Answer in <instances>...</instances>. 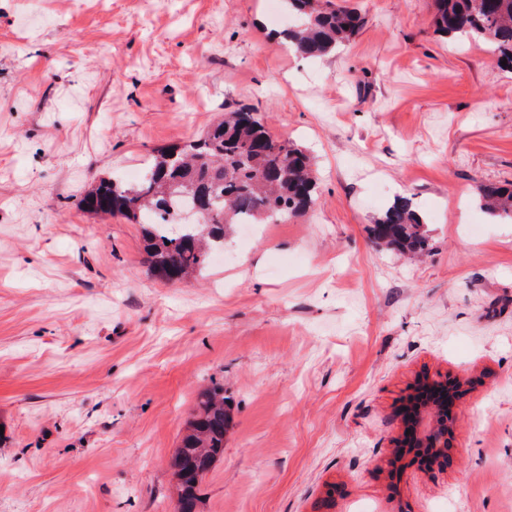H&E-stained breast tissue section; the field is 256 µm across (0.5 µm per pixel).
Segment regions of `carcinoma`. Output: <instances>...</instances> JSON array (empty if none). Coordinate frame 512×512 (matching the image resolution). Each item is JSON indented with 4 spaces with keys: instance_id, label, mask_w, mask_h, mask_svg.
I'll return each instance as SVG.
<instances>
[{
    "instance_id": "1",
    "label": "carcinoma",
    "mask_w": 512,
    "mask_h": 512,
    "mask_svg": "<svg viewBox=\"0 0 512 512\" xmlns=\"http://www.w3.org/2000/svg\"><path fill=\"white\" fill-rule=\"evenodd\" d=\"M288 17L283 36L304 59L329 55L359 31V12L348 0H281ZM433 23L442 36L460 43L481 42L512 69V0H433ZM316 181L307 153L275 138L250 110L224 113L184 146L159 148L147 159L134 186L109 178L89 191L82 206L142 225L147 259L162 279L182 280L203 270L224 248L237 224L285 222L313 204ZM196 202L202 223L174 231L183 204ZM478 204L493 218L512 220V183L478 187ZM424 217L409 199L396 198L372 224L373 240L401 254L430 250ZM231 423L224 386L198 394L196 408L172 458L181 512H197L198 489L224 452Z\"/></svg>"
}]
</instances>
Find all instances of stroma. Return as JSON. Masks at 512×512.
Returning <instances> with one entry per match:
<instances>
[{
  "instance_id": "obj_1",
  "label": "stroma",
  "mask_w": 512,
  "mask_h": 512,
  "mask_svg": "<svg viewBox=\"0 0 512 512\" xmlns=\"http://www.w3.org/2000/svg\"><path fill=\"white\" fill-rule=\"evenodd\" d=\"M353 4L308 60L268 0H0V512H173L213 381L232 422L199 512H512V221L475 201L512 181V70L438 36L432 0ZM241 106L309 154L316 201L165 283L140 225L80 200ZM399 195L416 259L369 234ZM425 369L473 383L458 460L394 488Z\"/></svg>"
}]
</instances>
